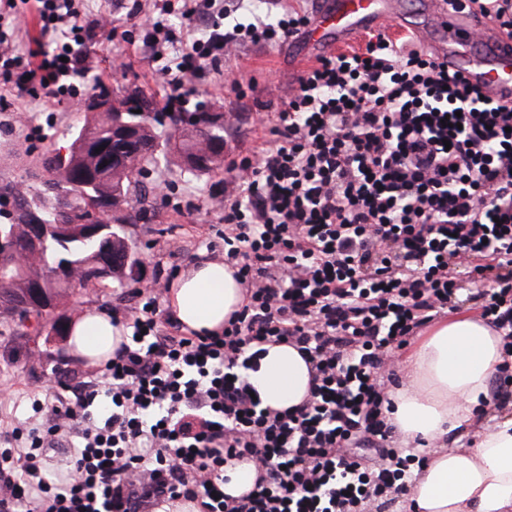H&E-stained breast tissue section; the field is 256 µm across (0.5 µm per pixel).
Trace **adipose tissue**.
<instances>
[{
	"label": "adipose tissue",
	"instance_id": "ef3b65f1",
	"mask_svg": "<svg viewBox=\"0 0 512 512\" xmlns=\"http://www.w3.org/2000/svg\"><path fill=\"white\" fill-rule=\"evenodd\" d=\"M241 300L224 263L205 261L172 282L166 305L190 330L214 331ZM125 336L104 311L84 310L70 322L69 353L85 366L111 359ZM504 352L500 336L475 310L433 321L408 346L406 384L390 390L393 423L406 440H426L427 462L416 477L415 512H512V409L489 406L491 382ZM249 379L264 405L296 406L309 393V368L287 344L269 346Z\"/></svg>",
	"mask_w": 512,
	"mask_h": 512
}]
</instances>
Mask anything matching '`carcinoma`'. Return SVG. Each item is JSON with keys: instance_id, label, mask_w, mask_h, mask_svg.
Returning a JSON list of instances; mask_svg holds the SVG:
<instances>
[{"instance_id": "1", "label": "carcinoma", "mask_w": 512, "mask_h": 512, "mask_svg": "<svg viewBox=\"0 0 512 512\" xmlns=\"http://www.w3.org/2000/svg\"><path fill=\"white\" fill-rule=\"evenodd\" d=\"M133 103L138 110L134 117L144 123V138L153 143L151 154L139 161L134 177L125 173V168H118L110 163L104 164L91 152V147L107 143L112 139V113L90 112L85 123L69 133L70 147L66 158L62 159L55 149L43 153V164L56 181L58 191L47 192L45 186H30L20 192L18 204L34 209L39 215L46 216L58 206L70 209L72 218L61 233H53L36 249L27 240L23 230L26 223L25 214L20 213L17 222L8 221L0 224V231L10 232L15 236L16 250L8 255L0 252V265H10L11 272L0 275V317L13 319V316L35 313L42 316L41 310L32 308L31 290L37 271L31 267L20 268L16 257L24 252L38 251L42 265L52 266L58 260L65 259L76 269L79 283L70 280H58L50 284L48 294L52 303L67 291L76 288L104 287L113 279H103L98 273V266L103 250L107 249L116 256L130 254L131 261L141 264L136 256V246L127 235L128 219H111L101 224L103 231L97 237L85 234L82 225L91 220L94 211L112 208V188L121 183L125 194L131 201L144 204L141 177L149 166L164 160L169 163L172 158L180 157L198 144V139L206 136L201 125L206 113L196 115L198 126L178 129V117L170 118L171 125H166L149 109V102L141 92H135L119 99V103Z\"/></svg>"}]
</instances>
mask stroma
Here are the masks:
<instances>
[{
  "mask_svg": "<svg viewBox=\"0 0 512 512\" xmlns=\"http://www.w3.org/2000/svg\"><path fill=\"white\" fill-rule=\"evenodd\" d=\"M88 13H111L115 28L88 47L91 76L106 74L108 97L119 90L140 91L162 105L164 89L155 83L150 53L142 41L125 37L129 0H83ZM317 55L307 36L276 46L246 45L237 56L207 62L196 79L197 99L206 112L224 115L222 167L196 175L174 164H159L144 180L152 206L147 217L128 225L143 259V277L152 280L157 266L186 269L202 262L208 249L223 251L216 231L224 211L219 192L228 166L260 147L269 137L271 115L280 111L292 91L290 75L315 64ZM84 108L62 103L51 111L35 104L0 108V193L19 183L38 184L46 176L41 158L49 146L65 142L69 130L80 127ZM138 299L127 288H87L66 296L48 319L11 323L0 336V448L13 427L38 424L34 399L55 378L80 371L66 352L62 337L48 336L46 320L69 323L82 308L130 312Z\"/></svg>",
  "mask_w": 512,
  "mask_h": 512,
  "instance_id": "1",
  "label": "stroma"
}]
</instances>
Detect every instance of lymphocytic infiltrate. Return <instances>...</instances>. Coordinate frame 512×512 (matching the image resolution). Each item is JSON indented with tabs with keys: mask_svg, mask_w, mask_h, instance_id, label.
Masks as SVG:
<instances>
[{
	"mask_svg": "<svg viewBox=\"0 0 512 512\" xmlns=\"http://www.w3.org/2000/svg\"><path fill=\"white\" fill-rule=\"evenodd\" d=\"M52 51H21L16 0H0V100L45 108L82 98L86 46L110 25L76 0H33ZM512 32V0H445ZM131 29L151 50L163 106L182 112L206 61L245 43L305 34L311 14L224 27V0H164ZM178 13L180 28L167 15ZM224 263L242 303L222 331L185 332L160 299L157 269L123 316L127 340L99 373L58 381L41 421L0 448V512H365L408 495L424 455L388 419L395 362L444 312L467 274L486 323L512 353V104L481 98L413 37L370 34L364 49L320 57L297 76L270 139L224 180ZM310 366L308 398L278 410L248 379L268 344ZM65 457L63 470L52 453ZM255 463L254 486L224 492ZM231 480L224 485L225 494L238 496L249 491L255 482L257 476L256 468L253 463H242L228 473Z\"/></svg>",
	"mask_w": 512,
	"mask_h": 512,
	"instance_id": "obj_1",
	"label": "lymphocytic infiltrate"
}]
</instances>
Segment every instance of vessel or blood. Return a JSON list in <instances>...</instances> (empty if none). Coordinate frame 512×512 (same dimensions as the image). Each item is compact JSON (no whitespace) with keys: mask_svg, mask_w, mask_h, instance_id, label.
Segmentation results:
<instances>
[{"mask_svg":"<svg viewBox=\"0 0 512 512\" xmlns=\"http://www.w3.org/2000/svg\"><path fill=\"white\" fill-rule=\"evenodd\" d=\"M392 0H324L311 27L323 54L333 53L364 28L386 27L394 18ZM484 20L444 9L431 0L425 33L434 53L447 60L449 70L460 73L483 95L500 103L512 102V37L480 36Z\"/></svg>","mask_w":512,"mask_h":512,"instance_id":"obj_1","label":"vessel or blood"}]
</instances>
